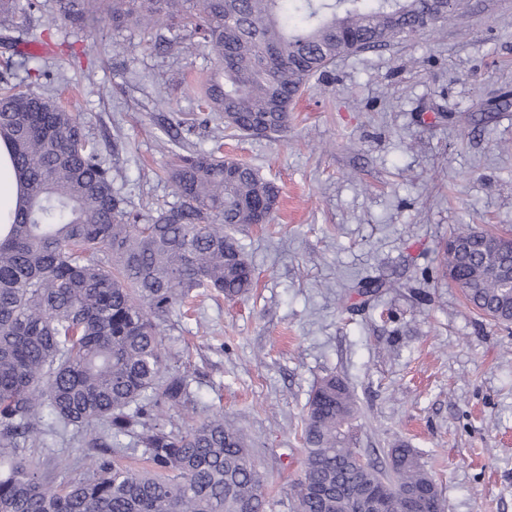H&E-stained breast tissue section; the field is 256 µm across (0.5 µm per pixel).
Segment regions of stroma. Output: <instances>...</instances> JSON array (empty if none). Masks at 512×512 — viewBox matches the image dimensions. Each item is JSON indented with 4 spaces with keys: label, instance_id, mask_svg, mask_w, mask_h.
<instances>
[{
    "label": "stroma",
    "instance_id": "1",
    "mask_svg": "<svg viewBox=\"0 0 512 512\" xmlns=\"http://www.w3.org/2000/svg\"><path fill=\"white\" fill-rule=\"evenodd\" d=\"M17 20L18 48L49 75L0 66V87L55 90L80 114L130 209L177 203L174 155L220 148L281 191L272 223L237 230L248 295L193 298L162 325L168 368L192 399L165 410L182 430L215 410L249 435L268 473L267 512H289L308 395L336 376L354 390L356 448L385 464L403 441L444 512H512V325L478 315L445 274L456 225L512 235V0H465L437 28L337 58L291 107L286 133L250 137L209 116L193 85L206 48L165 55L154 35L58 22L56 0ZM73 44L67 81L56 74ZM392 287L372 297L357 282ZM55 481L88 463L60 441Z\"/></svg>",
    "mask_w": 512,
    "mask_h": 512
}]
</instances>
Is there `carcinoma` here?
Listing matches in <instances>:
<instances>
[{
  "instance_id": "carcinoma-1",
  "label": "carcinoma",
  "mask_w": 512,
  "mask_h": 512,
  "mask_svg": "<svg viewBox=\"0 0 512 512\" xmlns=\"http://www.w3.org/2000/svg\"><path fill=\"white\" fill-rule=\"evenodd\" d=\"M58 19L82 30L101 20L143 32L186 21L214 68L206 108L251 136L288 131L291 106L336 58L414 37L448 21V0H57ZM37 0H0V40ZM170 54L192 48L161 39ZM21 196L0 224V512H265V474L245 432L214 413L187 430L159 423L190 401L188 377L167 371L160 322L196 289L249 293L254 268L232 234L269 224L279 191L253 168L213 152L180 155L167 170L178 204L141 217L113 189L80 116L51 92L0 90ZM448 278L478 313L512 324V238L457 226ZM354 393L341 379L312 390L303 423L304 478L292 512H434L441 491L415 449L389 450L388 470L358 465L348 431ZM73 432L90 467L47 480L44 436ZM130 436L148 468L122 463Z\"/></svg>"
}]
</instances>
